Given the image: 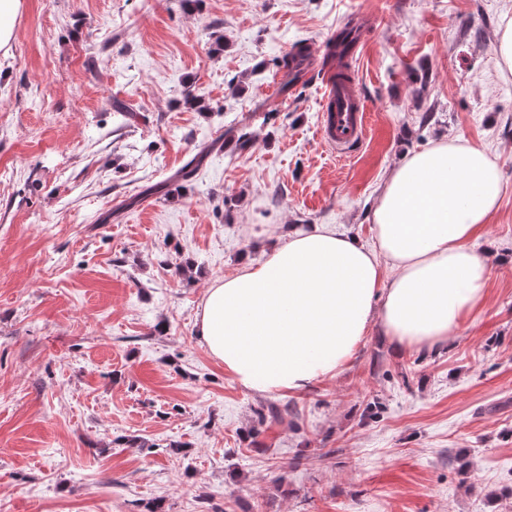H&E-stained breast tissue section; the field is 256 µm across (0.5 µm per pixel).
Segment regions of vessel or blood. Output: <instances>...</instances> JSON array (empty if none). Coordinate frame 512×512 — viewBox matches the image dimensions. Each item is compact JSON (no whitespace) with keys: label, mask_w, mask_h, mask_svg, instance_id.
Returning a JSON list of instances; mask_svg holds the SVG:
<instances>
[{"label":"vessel or blood","mask_w":512,"mask_h":512,"mask_svg":"<svg viewBox=\"0 0 512 512\" xmlns=\"http://www.w3.org/2000/svg\"><path fill=\"white\" fill-rule=\"evenodd\" d=\"M321 64L331 76L324 94L317 133L326 145L338 154L346 155L365 137L367 106L353 74L347 73L343 63L325 58Z\"/></svg>","instance_id":"vessel-or-blood-1"}]
</instances>
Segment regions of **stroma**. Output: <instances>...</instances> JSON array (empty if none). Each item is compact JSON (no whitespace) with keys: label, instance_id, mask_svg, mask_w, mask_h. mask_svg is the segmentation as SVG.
I'll return each mask as SVG.
<instances>
[{"label":"stroma","instance_id":"stroma-1","mask_svg":"<svg viewBox=\"0 0 512 512\" xmlns=\"http://www.w3.org/2000/svg\"><path fill=\"white\" fill-rule=\"evenodd\" d=\"M22 2L0 50V512H512V0ZM348 25L370 131L341 159L316 136L323 71L280 62ZM456 138L505 194L448 347L374 328L296 395L225 374L206 289L312 224L373 244L389 172ZM494 50L502 73H512V16L505 15L497 29Z\"/></svg>","mask_w":512,"mask_h":512}]
</instances>
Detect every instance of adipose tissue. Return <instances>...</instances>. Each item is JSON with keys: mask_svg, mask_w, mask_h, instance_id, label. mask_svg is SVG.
I'll list each match as a JSON object with an SVG mask.
<instances>
[{"mask_svg": "<svg viewBox=\"0 0 512 512\" xmlns=\"http://www.w3.org/2000/svg\"><path fill=\"white\" fill-rule=\"evenodd\" d=\"M503 193L497 161L465 140L412 153L386 179L366 246L329 224L289 234L267 261L215 281L197 334L242 387L300 394L335 377L368 328L437 351L485 296L475 250Z\"/></svg>", "mask_w": 512, "mask_h": 512, "instance_id": "adipose-tissue-1", "label": "adipose tissue"}]
</instances>
